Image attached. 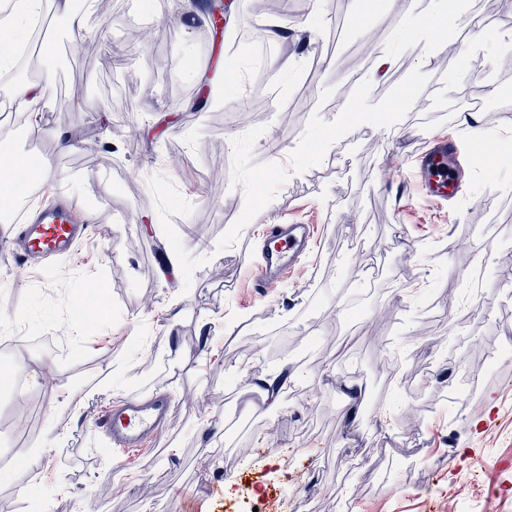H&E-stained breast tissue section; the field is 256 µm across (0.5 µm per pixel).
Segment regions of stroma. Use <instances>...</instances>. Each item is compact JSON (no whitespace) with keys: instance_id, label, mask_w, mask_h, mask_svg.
Listing matches in <instances>:
<instances>
[{"instance_id":"1","label":"stroma","mask_w":512,"mask_h":512,"mask_svg":"<svg viewBox=\"0 0 512 512\" xmlns=\"http://www.w3.org/2000/svg\"><path fill=\"white\" fill-rule=\"evenodd\" d=\"M110 2L86 35L94 56L53 17L33 61L0 80V98L16 79L62 85L11 147L60 175L26 209L70 202L91 227L67 257L0 248V363L26 378L0 391V512H224L240 498L269 512L271 494L280 512H512V161L488 155L453 203L425 200L414 169L436 135L474 152L512 138V81L482 79L512 49V12L492 0L483 25L461 17L422 43L408 22L448 0H288L278 39L252 0H228L218 37L204 0ZM228 56L233 84L212 74ZM476 97L488 106L472 123ZM358 98L395 103L399 128L364 122ZM59 125L74 149L48 136ZM297 220L319 227L300 270L260 293L249 247ZM364 250L385 261L377 282ZM91 283L104 295L89 327ZM490 344L477 398L442 401L449 358ZM262 373L299 394L267 410L251 394ZM353 378L354 420L339 390ZM158 391L173 405L165 436L115 458L98 413ZM34 455L31 477L19 464Z\"/></svg>"}]
</instances>
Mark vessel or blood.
<instances>
[{
    "instance_id": "vessel-or-blood-1",
    "label": "vessel or blood",
    "mask_w": 512,
    "mask_h": 512,
    "mask_svg": "<svg viewBox=\"0 0 512 512\" xmlns=\"http://www.w3.org/2000/svg\"><path fill=\"white\" fill-rule=\"evenodd\" d=\"M415 160L420 171L419 190L425 199L450 202L460 198L469 159L459 139L451 136L431 140ZM87 230V225L73 223L69 208L59 204L43 209L33 219L20 217L12 224L5 242L25 256L66 257ZM316 232L313 224L271 226L269 237L278 247H259L254 288L268 292L300 267L305 248ZM171 410L172 401L164 393L149 399L122 397L103 410L99 423L108 431L115 454L129 456L152 447L166 431Z\"/></svg>"
}]
</instances>
